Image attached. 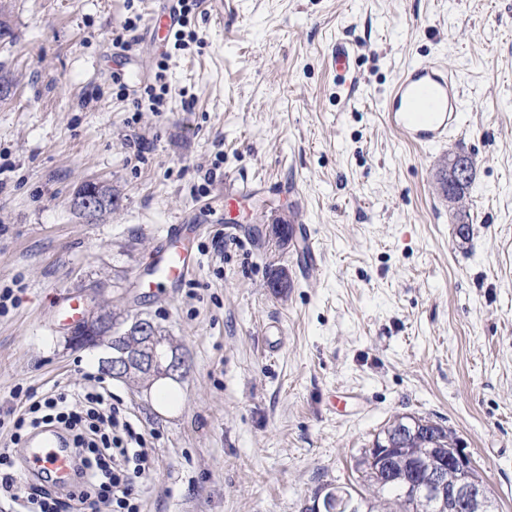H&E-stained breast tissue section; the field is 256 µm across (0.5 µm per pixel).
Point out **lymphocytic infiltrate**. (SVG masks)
Returning a JSON list of instances; mask_svg holds the SVG:
<instances>
[{
  "instance_id": "lymphocytic-infiltrate-1",
  "label": "lymphocytic infiltrate",
  "mask_w": 512,
  "mask_h": 512,
  "mask_svg": "<svg viewBox=\"0 0 512 512\" xmlns=\"http://www.w3.org/2000/svg\"><path fill=\"white\" fill-rule=\"evenodd\" d=\"M45 425L72 439L82 480L69 490L48 487L44 478L20 475L13 448ZM151 451L143 433L115 405L111 390L92 376L81 391L54 390L32 401L12 425L10 444L0 448V491L19 512H140V487L150 469Z\"/></svg>"
}]
</instances>
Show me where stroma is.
<instances>
[{
	"label": "stroma",
	"mask_w": 512,
	"mask_h": 512,
	"mask_svg": "<svg viewBox=\"0 0 512 512\" xmlns=\"http://www.w3.org/2000/svg\"><path fill=\"white\" fill-rule=\"evenodd\" d=\"M162 7L0 0V290L18 300L0 314V442L25 393L101 375L109 348H71L57 316L93 290L116 318L150 315L188 360L168 403L107 382L154 450L142 512H301L354 483L402 414L455 433L512 512V0H199L162 111H138L159 50L145 25L127 55L112 38ZM339 42L355 50L350 90ZM415 60L454 70L465 97L460 135L430 151L382 111ZM116 72L135 75L131 96ZM454 152L475 162L466 240L437 184ZM91 180L118 196L95 224L71 208ZM277 218L308 225L316 263L298 239L276 244ZM173 224L198 267L146 287Z\"/></svg>",
	"instance_id": "stroma-1"
}]
</instances>
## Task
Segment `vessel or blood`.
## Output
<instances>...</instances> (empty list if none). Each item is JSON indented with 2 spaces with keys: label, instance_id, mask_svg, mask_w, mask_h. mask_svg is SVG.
<instances>
[{
  "label": "vessel or blood",
  "instance_id": "1",
  "mask_svg": "<svg viewBox=\"0 0 512 512\" xmlns=\"http://www.w3.org/2000/svg\"><path fill=\"white\" fill-rule=\"evenodd\" d=\"M390 126L404 139L424 148L441 145L454 137L462 125L465 99L457 74L439 63H409L398 75L384 101ZM181 225H173L167 243L152 262L163 284L174 285L193 273L195 264L189 251H170L169 242L181 237ZM24 467L32 473H47L54 486L74 485L76 472L66 436L47 425L32 433L25 444Z\"/></svg>",
  "mask_w": 512,
  "mask_h": 512
}]
</instances>
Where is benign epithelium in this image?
I'll use <instances>...</instances> for the list:
<instances>
[{
    "mask_svg": "<svg viewBox=\"0 0 512 512\" xmlns=\"http://www.w3.org/2000/svg\"><path fill=\"white\" fill-rule=\"evenodd\" d=\"M95 298V293L89 294L87 312L78 326L82 327L84 334L100 337V344L110 339H120L121 332L117 330L112 316L96 306ZM133 326L138 330L143 342L139 349L131 354L123 352L110 358L109 369L112 378L121 380L134 369L143 370L154 377L174 380L182 377L187 360L176 351L163 350V339L156 322L148 315L136 313L133 315ZM365 453L384 469V475H389L387 468L390 449L375 442L365 449ZM448 465L458 473L455 484H446L442 480V464L429 458L419 462V466L427 470V479L423 482H409L407 487L415 500L424 504L432 503L437 506L439 512H464V508L471 500L485 496V484L477 475L473 459L462 448L448 449ZM330 493L331 490L328 488H319L312 500L304 502L302 512H329Z\"/></svg>",
    "mask_w": 512,
    "mask_h": 512,
    "instance_id": "1",
    "label": "benign epithelium"
}]
</instances>
